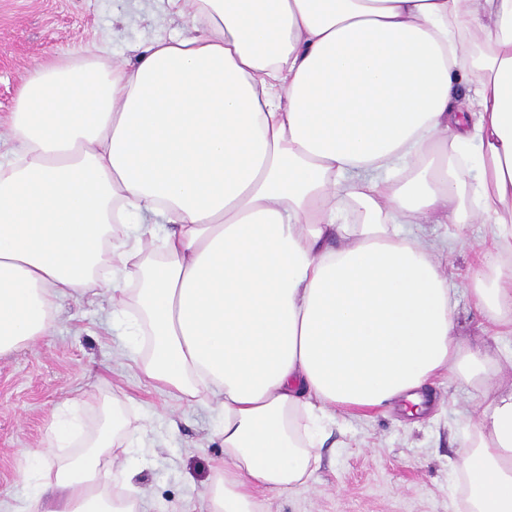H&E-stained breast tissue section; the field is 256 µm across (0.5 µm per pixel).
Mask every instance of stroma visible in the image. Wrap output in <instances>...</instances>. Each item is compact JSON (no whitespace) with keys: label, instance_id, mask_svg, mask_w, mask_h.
Segmentation results:
<instances>
[{"label":"stroma","instance_id":"stroma-1","mask_svg":"<svg viewBox=\"0 0 512 512\" xmlns=\"http://www.w3.org/2000/svg\"><path fill=\"white\" fill-rule=\"evenodd\" d=\"M190 32L163 0H0V116L13 111L36 63L102 43L123 63L134 46ZM468 257L458 249L438 263L456 290L458 331L479 346L486 338L468 302ZM109 312L103 296L64 300L51 337L0 355V498L23 491L25 452L45 446L57 410L79 402L91 425L96 402L108 397L145 428L141 453L119 462L142 488L147 512H200L224 453L211 438L212 415L150 386L122 355ZM423 395L419 413L395 400L362 419L325 422L313 475L292 490L260 494L257 512H468L458 447L477 417L473 390L443 376Z\"/></svg>","mask_w":512,"mask_h":512}]
</instances>
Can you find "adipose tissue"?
Segmentation results:
<instances>
[{
	"label": "adipose tissue",
	"mask_w": 512,
	"mask_h": 512,
	"mask_svg": "<svg viewBox=\"0 0 512 512\" xmlns=\"http://www.w3.org/2000/svg\"><path fill=\"white\" fill-rule=\"evenodd\" d=\"M193 35L36 64L0 145V355L65 298L108 295L154 387L213 404L206 512H256L317 464L326 409L421 405L442 373L483 391L460 443L472 512H512V355L464 344L413 226L488 234L470 267L488 336H512V0H196ZM468 83L457 100L460 83ZM477 167L468 183L464 174ZM116 401L57 412L31 494L0 512H144Z\"/></svg>",
	"instance_id": "1"
}]
</instances>
